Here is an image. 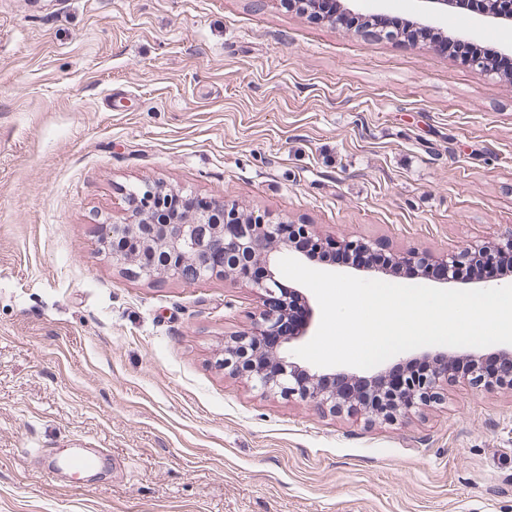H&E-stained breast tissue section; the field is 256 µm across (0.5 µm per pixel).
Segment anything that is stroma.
Here are the masks:
<instances>
[{
	"instance_id": "stroma-1",
	"label": "stroma",
	"mask_w": 512,
	"mask_h": 512,
	"mask_svg": "<svg viewBox=\"0 0 512 512\" xmlns=\"http://www.w3.org/2000/svg\"><path fill=\"white\" fill-rule=\"evenodd\" d=\"M155 183L442 255L512 227V79L278 0H0V512H512L510 388L381 424L225 374L250 288L99 249ZM108 453L104 448H100L97 453L87 454L79 448L63 461V465L78 474L97 464L104 463L109 455Z\"/></svg>"
}]
</instances>
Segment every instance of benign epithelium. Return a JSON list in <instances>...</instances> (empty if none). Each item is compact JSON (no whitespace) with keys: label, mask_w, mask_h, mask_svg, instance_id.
<instances>
[{"label":"benign epithelium","mask_w":512,"mask_h":512,"mask_svg":"<svg viewBox=\"0 0 512 512\" xmlns=\"http://www.w3.org/2000/svg\"><path fill=\"white\" fill-rule=\"evenodd\" d=\"M502 8L481 13L480 22L512 24V0H499ZM156 189L146 185L130 197L127 222L112 225V242H103L112 261L136 267L139 277H162L196 283L224 270L254 291L262 301L252 330L224 344L219 365L263 393L309 401L333 414L363 411L381 422H396L441 400L442 386L461 377L475 387L487 385L475 363L453 355L439 356L432 368L407 377L400 394L378 389L367 400H349L332 388L317 386L322 374L293 360V345L308 335L313 308L296 288H285L277 277L280 254L296 252L292 239L308 237L319 244L354 252H373L367 239H324L310 224H292V238L283 236L285 223L268 215L246 216L234 205L216 199L199 208L166 216L152 205ZM512 255V228L495 239L435 256L413 249L391 254L394 266L403 263H436L445 269L444 283L464 284L462 273L472 264H494ZM260 266L264 277H251Z\"/></svg>","instance_id":"7a95c632"}]
</instances>
